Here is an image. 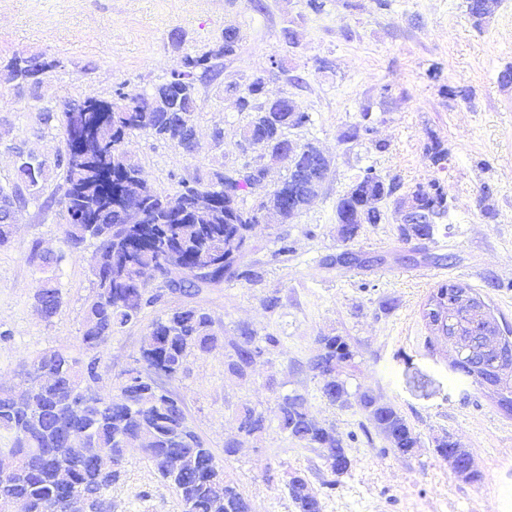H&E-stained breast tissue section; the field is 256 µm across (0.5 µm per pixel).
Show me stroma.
<instances>
[{"instance_id":"obj_1","label":"stroma","mask_w":512,"mask_h":512,"mask_svg":"<svg viewBox=\"0 0 512 512\" xmlns=\"http://www.w3.org/2000/svg\"><path fill=\"white\" fill-rule=\"evenodd\" d=\"M230 25L242 36L236 53L212 59L196 80L195 151L142 132L129 135L125 150L165 194L180 181L205 183L224 165H243L245 118L224 88L261 74L268 96H292L310 113L311 124L290 136L315 142L330 172L288 223L266 217L243 259L257 280L234 279L201 295L221 346L189 356L167 388L253 512H295L287 489L295 471L308 478L322 512H512V414L454 369L448 343L427 342L422 318L433 289L455 281L512 328V83L500 80L512 64V0H499L478 28L467 0H388L384 8L375 0H325L318 13L306 0H0V186L13 187L18 153L51 161L64 152L67 103L151 89L183 71L186 56L222 44ZM289 31L294 41L286 40ZM15 56L59 65L40 83L13 81L5 64ZM323 60L329 69H320ZM367 103L372 140L344 142ZM433 137L451 153L442 172L425 156ZM378 140L385 150L375 149ZM368 168L407 190L440 179L448 188L446 224L430 239L403 238L389 204L381 223L342 240L336 201ZM63 188L62 171L52 168L37 193L23 192L12 243L0 249V386L17 385L37 356L59 349L83 364L96 360V387L114 396L129 373H147L142 340L184 298L163 294L98 351L82 346L94 276L88 258L70 255L65 242ZM284 242L285 255L278 251ZM35 248L61 258L54 276L62 305L48 320L34 300L43 275L28 261ZM345 251L359 265H337ZM267 296L277 297L274 308L264 307ZM244 326L279 339L245 382L227 371ZM335 335L355 353L343 374L349 392L369 388L396 407L420 437L413 454H394L358 407L341 410L322 398L310 361L318 337ZM285 393L303 395L317 419L353 433L347 473L332 474L319 449L280 433L276 404ZM245 404L264 413L268 428L225 455ZM446 434L474 452L480 482L459 478L437 457L435 441ZM105 496L113 512H182L174 487L133 448Z\"/></svg>"}]
</instances>
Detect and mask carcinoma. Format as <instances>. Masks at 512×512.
<instances>
[{
    "label": "carcinoma",
    "instance_id": "carcinoma-1",
    "mask_svg": "<svg viewBox=\"0 0 512 512\" xmlns=\"http://www.w3.org/2000/svg\"><path fill=\"white\" fill-rule=\"evenodd\" d=\"M498 6V0H468V10L479 26ZM241 41L235 26L224 29V42L214 49L185 58L191 69L190 79L182 84L166 82L152 91L122 94L120 101H106L97 112H62L66 151L57 156L54 166L65 170L62 197L68 213L78 217L70 221L65 239L70 252L79 254L85 244L94 241L92 273L95 294L86 307L81 340L94 349L105 344L113 334L139 319L145 308L161 296L159 289L148 288L145 280L160 279L163 255H175L181 266L207 280L213 288L226 280L246 278L254 281L257 272L240 269L239 261L249 242L264 221V213L274 212L283 221L300 213L318 193L329 175V162L312 142H297L290 131L311 123L309 113L301 110L289 95L266 96V78L255 75L244 88L235 83L225 92L236 95L237 110L246 115L242 137L258 153L253 163L242 167L230 165L213 173L207 184H180L173 194L154 189L142 176L141 167L122 150L133 132H143L172 142L191 152L195 148L197 87L193 72L207 73L212 58L233 55ZM52 67L49 62L14 57L7 68L14 79L38 82V74ZM360 119L343 132L346 142L368 137L370 106L359 109ZM294 146L295 158L288 174L265 199L250 203L247 189L264 182L269 168L264 156L286 146ZM431 164L440 170L448 165V148L433 137L425 147ZM47 160L18 153L16 180L36 188L44 180ZM396 177H382L368 168L336 201V223L343 240L353 239L361 225L378 224L384 213L382 205L393 200L400 206L404 195L398 192ZM135 206L146 222L132 226L124 222L122 204L107 197L112 190ZM425 211L429 223L402 227V235L430 238L448 219V191L438 180L410 191ZM172 309L152 322L143 338L141 355L154 375H131L114 397L100 398L86 408L68 402L70 392L87 387L97 379L96 360L77 364L68 353L49 350L33 362L34 376L26 386L22 400L14 399L7 388L0 389V433L14 438L9 449L18 459L16 471L0 476V502L23 499L28 512H39L46 497L62 500L74 492L87 497H101L112 487L97 468L68 459L63 452L61 429L76 422L84 430L87 444L104 449L122 460L124 437L147 431L154 447L140 449L141 455L159 476L172 485L183 512H252L250 502L238 488L224 480V470L214 467L215 456L188 424L181 402L161 387L156 377L175 378L182 373L188 357L196 351L218 347L212 332V318L194 299ZM34 298L46 319L53 318L62 303L56 279L47 275L38 280ZM498 325L494 316H483L459 306L456 318L461 345L457 347L453 367L475 378L481 386L495 391L498 404L512 412V336H504L498 349L500 363H480L471 346L488 330ZM244 341L233 345L227 363L228 372L241 380L250 375L254 357L277 345V337L258 336L247 327L240 329ZM321 353L311 361V369L320 379V392L328 404L340 409L357 405L374 425L389 448L407 455L420 444V438L403 415L391 404L379 401L370 389L351 396L340 378L343 369L354 363V353L341 336H320ZM278 429L312 448H319L334 475L351 467L344 436L332 424L313 419L303 396L295 393L278 397ZM238 431L254 436L267 430L262 413L248 404L238 415ZM435 451L448 467L456 469L465 462L467 450L456 447L445 435L436 440ZM288 494L297 512H321V503L307 479L298 471L291 473Z\"/></svg>",
    "mask_w": 512,
    "mask_h": 512
}]
</instances>
